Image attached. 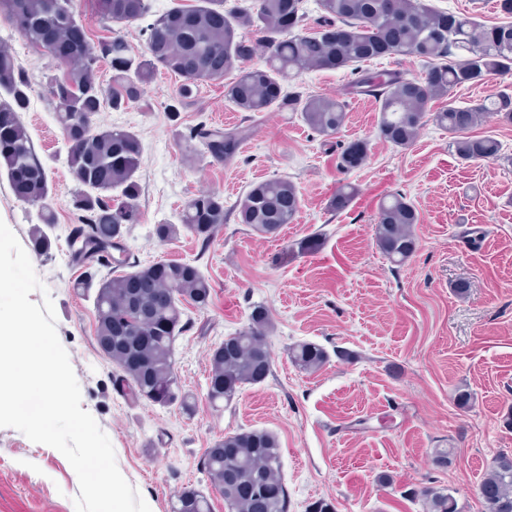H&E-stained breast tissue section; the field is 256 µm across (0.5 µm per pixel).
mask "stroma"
I'll return each instance as SVG.
<instances>
[{
    "label": "stroma",
    "mask_w": 512,
    "mask_h": 512,
    "mask_svg": "<svg viewBox=\"0 0 512 512\" xmlns=\"http://www.w3.org/2000/svg\"><path fill=\"white\" fill-rule=\"evenodd\" d=\"M0 47L31 76L21 120L47 171V205L57 221L42 225L38 207L15 197L1 167L0 220L28 251L44 285L31 301L53 299L82 409L109 437L121 474L153 512H169L172 496L185 487L209 493L213 512H227L201 460L225 434L252 429L279 439L288 512H310L318 501L332 512H424L410 496L423 487L449 491L459 512H482L478 483L497 453H512V124L479 126L478 134L500 142L501 157L468 163L432 123L407 148L380 139L376 103L355 98L338 139H368L369 157L343 175L335 146L288 113L236 111L220 81L203 84L197 105L174 117L169 108L181 80L161 72L145 85L141 103L102 112L100 122L130 129L142 143V217L123 240L127 263L190 260L213 286L207 308L187 307L193 326L174 344L176 374L196 399L186 413L176 404L132 399L100 352L97 287L80 285L83 269L67 245L77 222L78 184L46 91L45 58L2 13ZM199 122L246 125L251 132L237 157L218 162L186 152L178 138ZM273 177L291 179L302 199L296 221L276 238L250 235L233 218L205 250L184 232L166 242L154 234L156 225L177 223L194 195L220 193L229 209L253 184ZM345 181L358 193L347 209L333 211L330 200ZM395 191L420 218L417 250L400 266L379 252L372 231L379 199ZM38 228L51 240L43 255L32 250ZM315 233L317 250L294 251ZM460 281L470 285L463 297L453 291ZM256 304L273 321L271 373L242 387L229 405L212 408L209 353L248 325ZM299 341L322 345L328 363L314 373L300 371L288 355ZM459 386L472 392L471 407L455 404ZM439 448L453 449L450 466L434 464ZM381 474L391 486H379ZM78 493L77 476L59 451L0 427V512H75Z\"/></svg>",
    "instance_id": "obj_1"
}]
</instances>
